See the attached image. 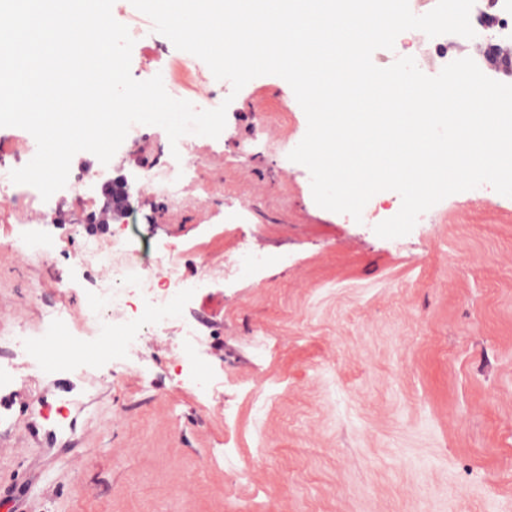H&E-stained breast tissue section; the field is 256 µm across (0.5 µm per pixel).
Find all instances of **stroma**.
I'll use <instances>...</instances> for the list:
<instances>
[{
	"mask_svg": "<svg viewBox=\"0 0 512 512\" xmlns=\"http://www.w3.org/2000/svg\"><path fill=\"white\" fill-rule=\"evenodd\" d=\"M184 57L161 35L134 45L131 73L168 82ZM190 82L196 109L211 91L230 98L220 136L173 144L140 125L106 171L135 182L179 146L208 206L136 191L98 239L131 238L157 267L175 251L188 274L207 260L213 278L166 324H145L153 383L113 376L117 339L71 335L66 365H18L0 386V512H512V197L483 184L408 235L378 237L319 207L308 169L289 161L307 120L284 79L236 93L200 61ZM100 205L77 187L41 223L40 201L0 200V331L22 323L41 338L46 308L98 288L78 255ZM22 234L58 246L22 257L10 246ZM239 242L263 245L269 265H243ZM187 322L206 351L181 364ZM196 375L230 383L205 397ZM261 389L273 399L258 425ZM84 391L85 408L61 418Z\"/></svg>",
	"mask_w": 512,
	"mask_h": 512,
	"instance_id": "35a3bbf8",
	"label": "stroma"
}]
</instances>
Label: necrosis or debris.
Returning <instances> with one entry per match:
<instances>
[{"label": "necrosis or debris", "instance_id": "1", "mask_svg": "<svg viewBox=\"0 0 512 512\" xmlns=\"http://www.w3.org/2000/svg\"><path fill=\"white\" fill-rule=\"evenodd\" d=\"M470 15L475 36L469 45L475 62L512 49V0H475ZM115 251L130 254V262H114L111 254ZM136 252L134 243L122 238L114 239L108 249L96 240H86L80 262L87 270L99 274V297L86 301L77 314L68 304L53 305L44 320L49 336L67 325L89 338L99 339L108 334L121 337L124 352L113 366L117 375L131 369L142 371L145 344L143 336L136 333L137 321L146 317L154 324L164 323L171 302L177 300L186 284L177 254L165 256L163 272L156 276L147 263L135 261ZM105 294L111 295L113 307L122 312L120 319L109 324L103 315L101 297Z\"/></svg>", "mask_w": 512, "mask_h": 512}]
</instances>
